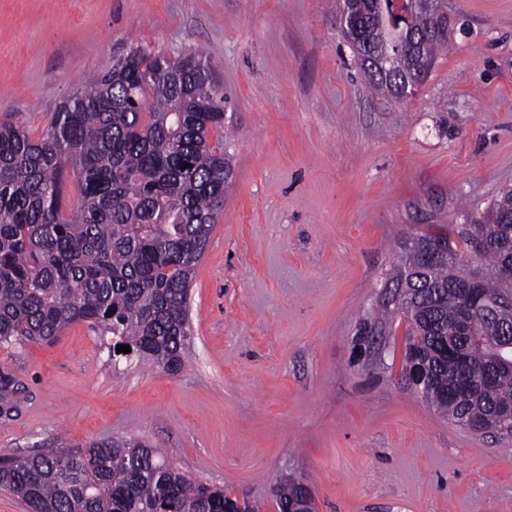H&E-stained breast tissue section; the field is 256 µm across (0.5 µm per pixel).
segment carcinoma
I'll return each mask as SVG.
<instances>
[{"label":"carcinoma","mask_w":512,"mask_h":512,"mask_svg":"<svg viewBox=\"0 0 512 512\" xmlns=\"http://www.w3.org/2000/svg\"><path fill=\"white\" fill-rule=\"evenodd\" d=\"M404 0H360L367 18L352 48L371 88L401 98L406 81L422 84L450 37L418 44L409 37L435 25L445 0L404 12ZM188 163L190 167L182 168ZM224 84L199 52L175 57L131 50L87 80L51 113L34 137L0 123V345L52 342L87 322L102 341L128 345L138 363L177 372L190 332L192 275L224 201ZM78 190L65 197L67 179ZM482 287L512 294V189L482 215ZM448 256L419 273L435 244ZM447 232L422 234L405 248L386 285L402 298L380 305L360 331L396 319L405 348L425 368L422 386L435 411L475 430L512 407V366L497 367L494 315L459 319L461 290L475 272ZM0 372V404L17 393ZM0 487L28 512H243L221 487L204 483L136 439L71 443L63 439L0 458ZM290 478L276 492L279 512L303 496Z\"/></svg>","instance_id":"1"}]
</instances>
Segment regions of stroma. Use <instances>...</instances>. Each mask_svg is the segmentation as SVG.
Wrapping results in <instances>:
<instances>
[{
	"label": "stroma",
	"instance_id": "35a3bbf8",
	"mask_svg": "<svg viewBox=\"0 0 512 512\" xmlns=\"http://www.w3.org/2000/svg\"><path fill=\"white\" fill-rule=\"evenodd\" d=\"M446 9L449 51L398 101L367 85L337 0H0V121L40 135L131 49L199 50L224 81L231 170L182 369L113 361L85 322L0 346L21 388L0 456L125 436L259 512L289 475L318 512H512V438L405 383L403 321L378 365L354 355L405 245L512 187V0Z\"/></svg>",
	"mask_w": 512,
	"mask_h": 512
}]
</instances>
